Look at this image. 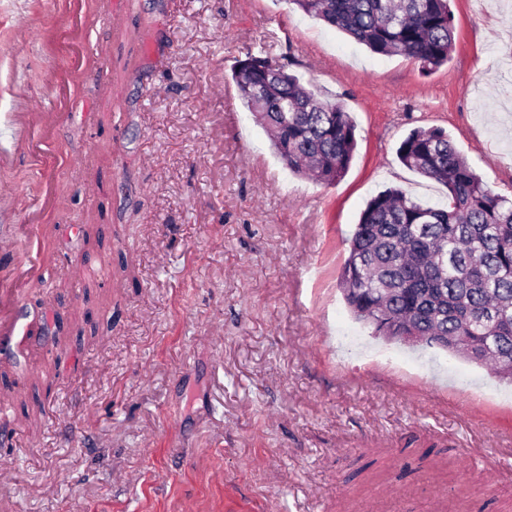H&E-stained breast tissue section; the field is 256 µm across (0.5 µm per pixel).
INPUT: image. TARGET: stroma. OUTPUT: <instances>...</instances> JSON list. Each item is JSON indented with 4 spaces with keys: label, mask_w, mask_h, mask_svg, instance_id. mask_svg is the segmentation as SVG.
<instances>
[{
    "label": "stroma",
    "mask_w": 512,
    "mask_h": 512,
    "mask_svg": "<svg viewBox=\"0 0 512 512\" xmlns=\"http://www.w3.org/2000/svg\"><path fill=\"white\" fill-rule=\"evenodd\" d=\"M450 8L451 58L425 72L290 0H106L87 47L110 90L70 83L71 117L36 155L15 115L54 100L71 39L42 26L46 0H0V186L24 190L0 224L39 210L20 311L56 310L69 339L68 356L47 336L20 361L56 378L10 404L0 512H357L388 486L407 491L405 512H431L433 479L455 512H512V385L374 338L339 289L374 196L445 199L398 158L412 130L442 129L512 195V0ZM249 53L350 113L340 181L299 177L270 150L232 79ZM85 224L102 230L88 253ZM83 253L106 268L91 289L68 264Z\"/></svg>",
    "instance_id": "obj_1"
}]
</instances>
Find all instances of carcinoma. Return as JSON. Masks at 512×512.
I'll return each instance as SVG.
<instances>
[{
	"label": "carcinoma",
	"mask_w": 512,
	"mask_h": 512,
	"mask_svg": "<svg viewBox=\"0 0 512 512\" xmlns=\"http://www.w3.org/2000/svg\"><path fill=\"white\" fill-rule=\"evenodd\" d=\"M302 12L371 52L438 68L453 49L449 0H292ZM233 78L244 108L271 135L288 169L321 184L345 175L356 127L343 105L321 100L285 66L248 55ZM407 168L443 184L447 200L423 204L387 189L366 205L349 238L340 288L355 318L383 315L441 349L512 380V199L495 192L440 129L400 144Z\"/></svg>",
	"instance_id": "cac0c4a2"
}]
</instances>
